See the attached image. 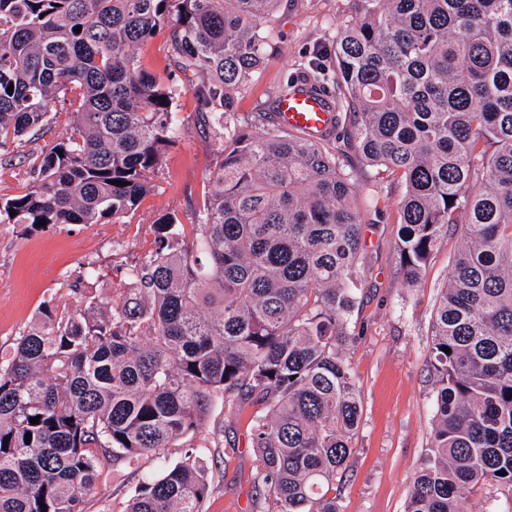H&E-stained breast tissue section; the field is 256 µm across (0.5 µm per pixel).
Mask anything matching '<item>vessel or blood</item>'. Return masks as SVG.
I'll return each instance as SVG.
<instances>
[{
    "label": "vessel or blood",
    "instance_id": "1",
    "mask_svg": "<svg viewBox=\"0 0 512 512\" xmlns=\"http://www.w3.org/2000/svg\"><path fill=\"white\" fill-rule=\"evenodd\" d=\"M276 120L281 127L323 137L332 132L334 110L327 95L301 87L278 97Z\"/></svg>",
    "mask_w": 512,
    "mask_h": 512
}]
</instances>
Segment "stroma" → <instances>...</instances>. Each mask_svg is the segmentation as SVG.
Segmentation results:
<instances>
[{
    "label": "stroma",
    "instance_id": "obj_1",
    "mask_svg": "<svg viewBox=\"0 0 512 512\" xmlns=\"http://www.w3.org/2000/svg\"><path fill=\"white\" fill-rule=\"evenodd\" d=\"M349 0H282L270 24L275 41L261 71L244 84L232 105L235 120L270 109L286 82L301 83L309 61L335 68L332 41L337 22L349 14ZM175 112L178 137L154 182L156 190L131 216L111 224H61L54 228L0 226V351L7 352L26 332L40 306L58 299L86 266L99 274L96 296L110 301L126 285V272L149 248L147 233L165 213L180 223L195 220L194 207L208 184L216 145L197 119L196 100L183 74ZM403 187L385 181L371 194H359L364 215L361 302L350 325L344 354L361 390V420L355 451L336 493L343 512H405L414 474L427 448L433 419V381L428 371L431 322L450 258L463 244L449 235L415 287L405 285L395 256L399 201ZM251 406L216 402L204 433L188 435L184 445L198 448L213 483L202 512H251L258 456L251 443ZM180 458L171 448L166 459L143 458L132 468L105 464L84 512H125L136 485L158 476Z\"/></svg>",
    "mask_w": 512,
    "mask_h": 512
}]
</instances>
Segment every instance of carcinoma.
<instances>
[{"instance_id": "cac0c4a2", "label": "carcinoma", "mask_w": 512, "mask_h": 512, "mask_svg": "<svg viewBox=\"0 0 512 512\" xmlns=\"http://www.w3.org/2000/svg\"><path fill=\"white\" fill-rule=\"evenodd\" d=\"M281 2L0 0V159L52 136L0 196V224L137 211L177 138V88L136 54L160 30L218 142L196 223L157 218L110 303L89 267L72 289L82 307L47 302L0 356V512H83L103 461L163 457L215 401L238 399L256 407V512H342L333 492L361 415L342 353L362 265L349 152L404 185L407 284L464 232L437 300L431 445L406 512H465L466 491L487 484L512 492V0H350L336 75L314 63L306 81L335 108L322 139L266 111L224 124ZM210 493L185 448L127 512H200Z\"/></svg>"}]
</instances>
